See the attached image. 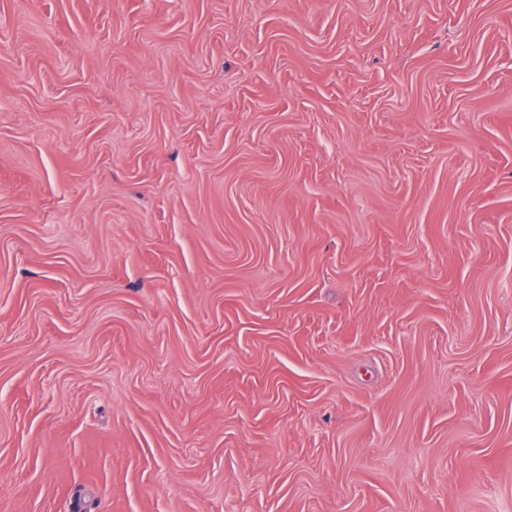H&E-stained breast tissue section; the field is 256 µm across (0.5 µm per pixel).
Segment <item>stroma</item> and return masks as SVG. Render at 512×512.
Returning <instances> with one entry per match:
<instances>
[{"mask_svg": "<svg viewBox=\"0 0 512 512\" xmlns=\"http://www.w3.org/2000/svg\"><path fill=\"white\" fill-rule=\"evenodd\" d=\"M0 512H512V0H0Z\"/></svg>", "mask_w": 512, "mask_h": 512, "instance_id": "obj_1", "label": "stroma"}]
</instances>
